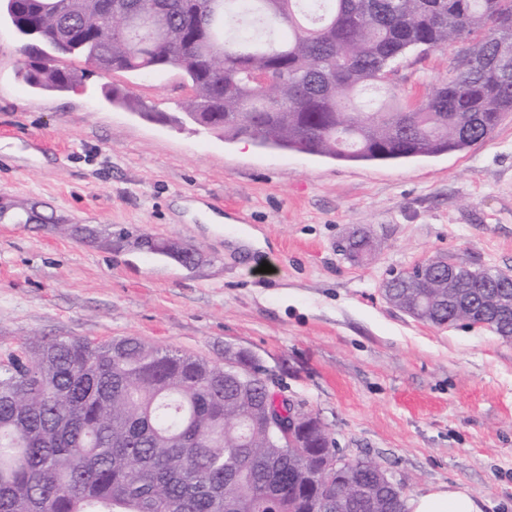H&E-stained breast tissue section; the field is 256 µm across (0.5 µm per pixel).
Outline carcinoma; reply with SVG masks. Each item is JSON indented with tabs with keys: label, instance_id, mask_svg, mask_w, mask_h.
Returning a JSON list of instances; mask_svg holds the SVG:
<instances>
[{
	"label": "carcinoma",
	"instance_id": "cac0c4a2",
	"mask_svg": "<svg viewBox=\"0 0 512 512\" xmlns=\"http://www.w3.org/2000/svg\"><path fill=\"white\" fill-rule=\"evenodd\" d=\"M6 0L24 38L20 71L42 91L80 78L57 55L101 72L173 68L196 124L263 148L338 161L464 151L512 112V0ZM122 33L107 35L113 23ZM462 45L448 81L414 105L389 87L410 52ZM497 271L392 275L390 304L436 327L470 317L512 340V288ZM135 337L25 343L0 360V512H331L317 456L275 445L276 396L259 370ZM342 512H406L402 488L371 461L332 474Z\"/></svg>",
	"mask_w": 512,
	"mask_h": 512
}]
</instances>
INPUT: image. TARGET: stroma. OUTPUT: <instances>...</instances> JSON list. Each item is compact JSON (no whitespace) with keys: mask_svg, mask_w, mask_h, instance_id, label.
I'll return each mask as SVG.
<instances>
[{"mask_svg":"<svg viewBox=\"0 0 512 512\" xmlns=\"http://www.w3.org/2000/svg\"><path fill=\"white\" fill-rule=\"evenodd\" d=\"M19 47L0 14V194L120 245L0 224V356L28 338L130 336L220 364L231 345L405 497L458 485L482 512H512V341L433 326L382 295L390 273L444 254L512 272V112L463 152L337 161L175 124L191 93L175 71L108 75L72 58L80 85L35 90ZM459 50L409 53L397 92L421 99ZM114 90L139 109L113 104ZM197 204L223 224L203 223ZM355 232L373 242L360 265L337 249ZM144 236L204 260L189 270L141 251Z\"/></svg>","mask_w":512,"mask_h":512,"instance_id":"obj_1","label":"stroma"}]
</instances>
